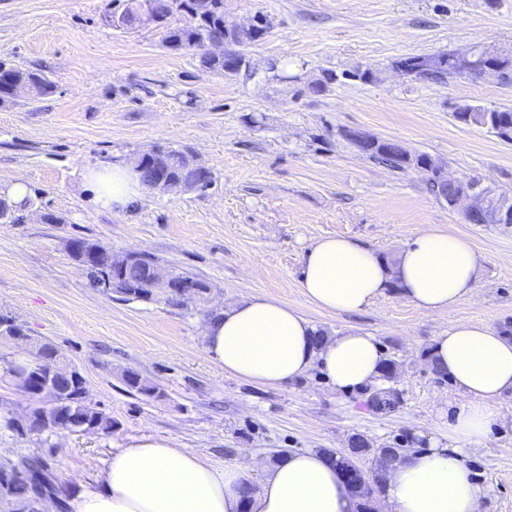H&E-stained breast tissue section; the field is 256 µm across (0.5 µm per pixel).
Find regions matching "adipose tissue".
I'll use <instances>...</instances> for the list:
<instances>
[{"instance_id": "obj_1", "label": "adipose tissue", "mask_w": 512, "mask_h": 512, "mask_svg": "<svg viewBox=\"0 0 512 512\" xmlns=\"http://www.w3.org/2000/svg\"><path fill=\"white\" fill-rule=\"evenodd\" d=\"M96 203L127 209L142 182L124 162L89 173ZM481 257L464 237L429 228L394 260L347 237H325L308 250L300 288L316 307L352 314L390 286L418 309L441 314L473 294ZM204 353L226 375L280 386L319 369L336 388L375 383L384 353L375 336L343 331L316 338L299 311L277 299L250 296L225 305L204 325ZM465 398L452 431L459 448L429 442L406 451L386 472L384 512H482V491L464 464V444H483L512 394V339L481 323L460 322L436 338L430 356ZM259 486L243 497L250 472L217 467L166 438L144 436L114 450L92 483L64 486L73 512H358L359 500L321 452H294L262 466Z\"/></svg>"}]
</instances>
